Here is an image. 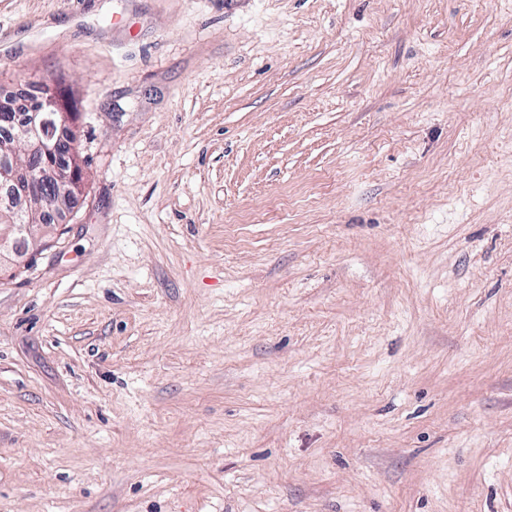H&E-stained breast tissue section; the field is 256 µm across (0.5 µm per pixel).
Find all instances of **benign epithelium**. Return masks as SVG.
I'll return each instance as SVG.
<instances>
[{
  "label": "benign epithelium",
  "mask_w": 512,
  "mask_h": 512,
  "mask_svg": "<svg viewBox=\"0 0 512 512\" xmlns=\"http://www.w3.org/2000/svg\"><path fill=\"white\" fill-rule=\"evenodd\" d=\"M51 121L66 130L71 115L60 111L48 99L39 111L29 114L18 125L12 143L0 151V185L9 186L21 202L39 195L40 190L54 187L58 192L78 194L79 188L72 181V174L52 163L53 148L48 144L44 124Z\"/></svg>",
  "instance_id": "7a95c632"
}]
</instances>
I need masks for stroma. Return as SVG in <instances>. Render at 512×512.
<instances>
[{"label": "stroma", "instance_id": "1", "mask_svg": "<svg viewBox=\"0 0 512 512\" xmlns=\"http://www.w3.org/2000/svg\"><path fill=\"white\" fill-rule=\"evenodd\" d=\"M82 195L0 273V512H512V0H0Z\"/></svg>", "mask_w": 512, "mask_h": 512}]
</instances>
